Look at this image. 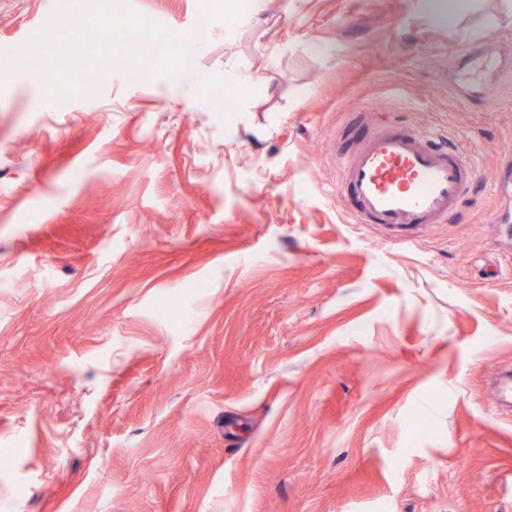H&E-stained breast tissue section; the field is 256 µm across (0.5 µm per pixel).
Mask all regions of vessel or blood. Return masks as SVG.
Wrapping results in <instances>:
<instances>
[{"label": "vessel or blood", "mask_w": 512, "mask_h": 512, "mask_svg": "<svg viewBox=\"0 0 512 512\" xmlns=\"http://www.w3.org/2000/svg\"><path fill=\"white\" fill-rule=\"evenodd\" d=\"M454 62H489L491 72L505 62L487 50L464 45ZM337 193L350 199L355 223L402 230V243L429 224L447 223L467 199L477 170L457 141L434 129L398 120L368 124L352 136L338 161Z\"/></svg>", "instance_id": "b4317fda"}]
</instances>
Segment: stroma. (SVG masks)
Segmentation results:
<instances>
[{"instance_id": "obj_1", "label": "stroma", "mask_w": 512, "mask_h": 512, "mask_svg": "<svg viewBox=\"0 0 512 512\" xmlns=\"http://www.w3.org/2000/svg\"><path fill=\"white\" fill-rule=\"evenodd\" d=\"M130 3L195 75L0 86V512H512V74L448 70L512 0ZM364 103L478 170L410 247L334 190Z\"/></svg>"}]
</instances>
